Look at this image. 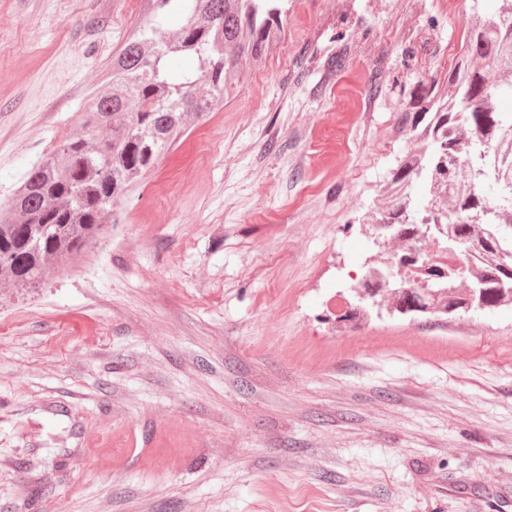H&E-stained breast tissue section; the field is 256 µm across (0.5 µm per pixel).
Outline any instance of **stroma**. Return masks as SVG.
Returning a JSON list of instances; mask_svg holds the SVG:
<instances>
[{
    "instance_id": "obj_1",
    "label": "stroma",
    "mask_w": 512,
    "mask_h": 512,
    "mask_svg": "<svg viewBox=\"0 0 512 512\" xmlns=\"http://www.w3.org/2000/svg\"><path fill=\"white\" fill-rule=\"evenodd\" d=\"M141 17L0 0V200L77 133ZM285 30L93 252L38 288L0 279V512H512V308L336 325L378 257L366 216L422 146L403 94L446 90L461 19L288 0Z\"/></svg>"
}]
</instances>
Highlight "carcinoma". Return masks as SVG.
I'll return each instance as SVG.
<instances>
[{
  "label": "carcinoma",
  "mask_w": 512,
  "mask_h": 512,
  "mask_svg": "<svg viewBox=\"0 0 512 512\" xmlns=\"http://www.w3.org/2000/svg\"><path fill=\"white\" fill-rule=\"evenodd\" d=\"M286 0H148V18L134 26L112 55L105 87L93 93L80 118L79 132L32 166L11 199L0 205V276L16 288H34L79 263L104 239L117 218L112 203L128 195L160 162L193 123L224 107L229 82L241 62L260 66L284 35ZM512 0H496L482 33H467L462 61L448 70V90L421 81V92L400 114L404 128L423 134L448 128V138L432 149L415 173L400 161L392 186H412L428 175L453 192L436 201L442 215L427 207L392 202L385 221L410 227L418 215L448 227V241H467L482 255L466 264L463 278L448 268L453 288L446 305L464 303L478 287L488 308L512 306V293L498 288L512 278V203L502 190L512 176L490 167L485 144H467L460 125L512 155V112L499 108L512 96ZM469 156V175L456 182V162Z\"/></svg>",
  "instance_id": "carcinoma-1"
}]
</instances>
